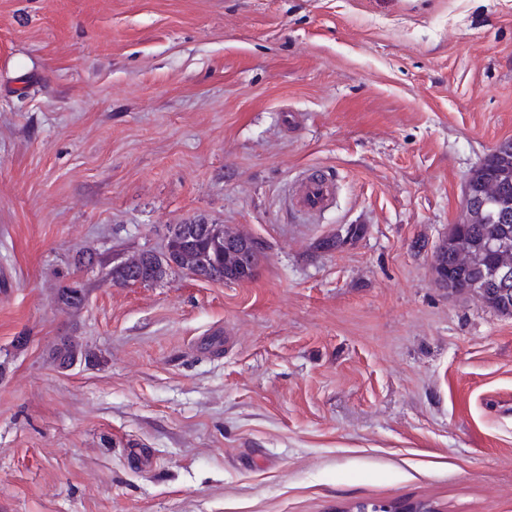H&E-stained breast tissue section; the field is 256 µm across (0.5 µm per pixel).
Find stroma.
Instances as JSON below:
<instances>
[{
  "label": "stroma",
  "instance_id": "1",
  "mask_svg": "<svg viewBox=\"0 0 512 512\" xmlns=\"http://www.w3.org/2000/svg\"><path fill=\"white\" fill-rule=\"evenodd\" d=\"M508 141L512 0H0V512H512V316L432 269ZM191 222L254 277L113 284ZM335 194V185L326 177L306 174L292 194L293 205L311 219L325 209ZM352 512H437L438 508L426 501L403 503L392 508L380 502H358L352 506Z\"/></svg>",
  "mask_w": 512,
  "mask_h": 512
}]
</instances>
